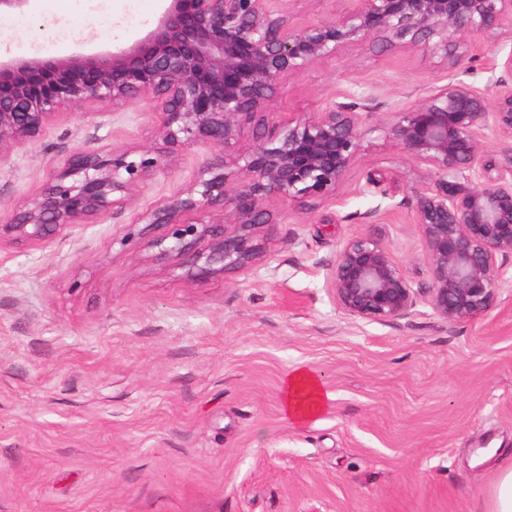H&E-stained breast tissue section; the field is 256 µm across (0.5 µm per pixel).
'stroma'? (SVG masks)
<instances>
[{
	"label": "stroma",
	"instance_id": "obj_1",
	"mask_svg": "<svg viewBox=\"0 0 512 512\" xmlns=\"http://www.w3.org/2000/svg\"><path fill=\"white\" fill-rule=\"evenodd\" d=\"M160 0H50L0 34V53L64 58L79 38L128 45ZM512 33L478 42L467 65L424 46L350 47L287 77L273 125L364 94L362 147L335 197L284 216L261 258L201 280L157 259L167 224L139 216L192 184L208 154H176L126 207L40 241L0 240V512H484L512 465V281L486 314L448 323L425 301L410 318L355 320L328 267L343 243H389L413 287L429 273L420 225L404 223L424 165L392 146L395 111L455 76L478 86ZM145 100L89 103L0 163V203L23 207L76 149L150 147ZM393 214L395 221L382 223ZM330 398L302 427L284 420L296 366Z\"/></svg>",
	"mask_w": 512,
	"mask_h": 512
}]
</instances>
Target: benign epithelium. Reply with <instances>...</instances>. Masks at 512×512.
<instances>
[{"mask_svg":"<svg viewBox=\"0 0 512 512\" xmlns=\"http://www.w3.org/2000/svg\"><path fill=\"white\" fill-rule=\"evenodd\" d=\"M139 41L66 58H0V160L32 142L62 111L87 102L149 99L159 142L129 151L82 150L50 171L20 209L0 204V238L42 240L127 204L140 184L169 169L176 151L203 144L210 156L193 185L142 218L170 224L151 246L200 279L260 259L255 234L336 196L361 149V113L328 102L297 112L277 134L244 136L265 121L280 83L349 46L433 43L435 50L489 39L512 18V0H351L352 7L297 26L298 0H166ZM487 87L451 79L397 112L385 137L429 167L414 190L411 223L423 229L429 282L412 287L390 244L371 234L346 241L327 279L348 316L387 323L409 317L417 294L450 323L481 318L512 266V51L490 59ZM207 242V250L197 245Z\"/></svg>","mask_w":512,"mask_h":512,"instance_id":"7a95c632","label":"benign epithelium"}]
</instances>
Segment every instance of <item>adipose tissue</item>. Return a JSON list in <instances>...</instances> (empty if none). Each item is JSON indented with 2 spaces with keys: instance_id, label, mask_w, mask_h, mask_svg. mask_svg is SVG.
Listing matches in <instances>:
<instances>
[{
  "instance_id": "obj_1",
  "label": "adipose tissue",
  "mask_w": 512,
  "mask_h": 512,
  "mask_svg": "<svg viewBox=\"0 0 512 512\" xmlns=\"http://www.w3.org/2000/svg\"><path fill=\"white\" fill-rule=\"evenodd\" d=\"M328 394L314 369L301 366L293 369L283 385L282 412L296 426H302L323 411Z\"/></svg>"
}]
</instances>
